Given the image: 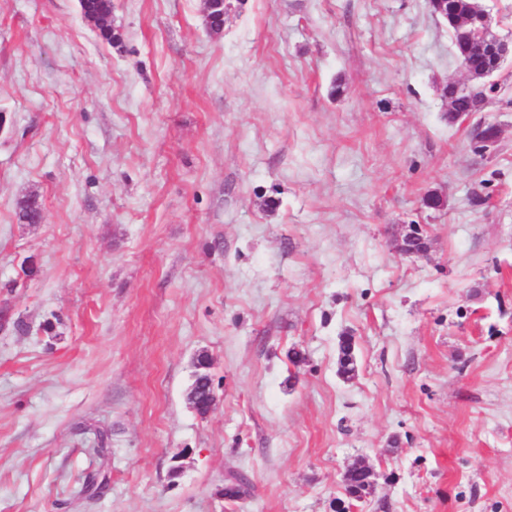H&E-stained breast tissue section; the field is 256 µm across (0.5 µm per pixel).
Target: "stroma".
Listing matches in <instances>:
<instances>
[{"label": "stroma", "instance_id": "stroma-1", "mask_svg": "<svg viewBox=\"0 0 512 512\" xmlns=\"http://www.w3.org/2000/svg\"><path fill=\"white\" fill-rule=\"evenodd\" d=\"M112 24L0 0V512H336L356 463L353 512H512V57L478 153L427 0ZM338 373L345 379L356 374L355 345L352 336H344L339 345ZM344 485L349 500L356 501L370 493L372 485L366 473L357 466L348 468L344 474ZM356 499V500H355Z\"/></svg>", "mask_w": 512, "mask_h": 512}]
</instances>
